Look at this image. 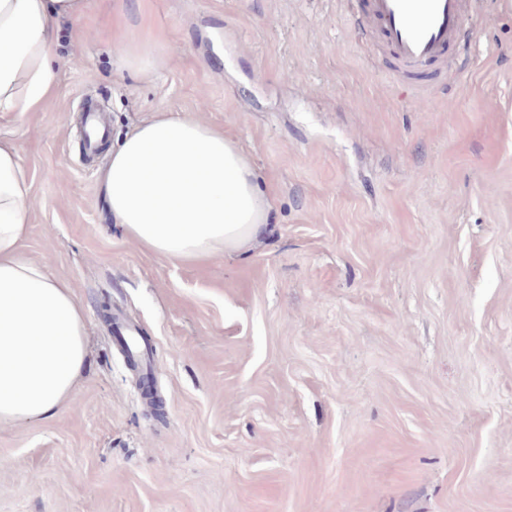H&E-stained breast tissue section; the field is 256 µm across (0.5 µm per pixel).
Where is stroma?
Wrapping results in <instances>:
<instances>
[{"mask_svg": "<svg viewBox=\"0 0 512 512\" xmlns=\"http://www.w3.org/2000/svg\"><path fill=\"white\" fill-rule=\"evenodd\" d=\"M362 0H88L40 109L0 118L22 246L70 284L89 365L58 417L0 426V512H512V0L427 91ZM161 70L119 69L117 35ZM223 128L272 195L246 258L171 263L112 224L86 100ZM149 338L162 417L105 308Z\"/></svg>", "mask_w": 512, "mask_h": 512, "instance_id": "1", "label": "stroma"}]
</instances>
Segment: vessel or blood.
Masks as SVG:
<instances>
[{
    "label": "vessel or blood",
    "mask_w": 512,
    "mask_h": 512,
    "mask_svg": "<svg viewBox=\"0 0 512 512\" xmlns=\"http://www.w3.org/2000/svg\"><path fill=\"white\" fill-rule=\"evenodd\" d=\"M475 0H369L359 18L362 29L379 26L401 74L417 88L430 67L440 65L454 46ZM134 326L122 315L114 317V332L131 350L143 374L151 372L148 348L133 334Z\"/></svg>",
    "instance_id": "b4317fda"
}]
</instances>
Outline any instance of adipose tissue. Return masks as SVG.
Instances as JSON below:
<instances>
[{
	"mask_svg": "<svg viewBox=\"0 0 512 512\" xmlns=\"http://www.w3.org/2000/svg\"><path fill=\"white\" fill-rule=\"evenodd\" d=\"M86 0H0V118L35 111L55 88L59 22ZM113 223L173 263L245 255L271 230L272 203L251 157L224 130L161 112L113 145L100 173ZM32 179L0 141V424L55 417L88 359L87 322L69 284L25 258Z\"/></svg>",
	"mask_w": 512,
	"mask_h": 512,
	"instance_id": "1",
	"label": "adipose tissue"
}]
</instances>
